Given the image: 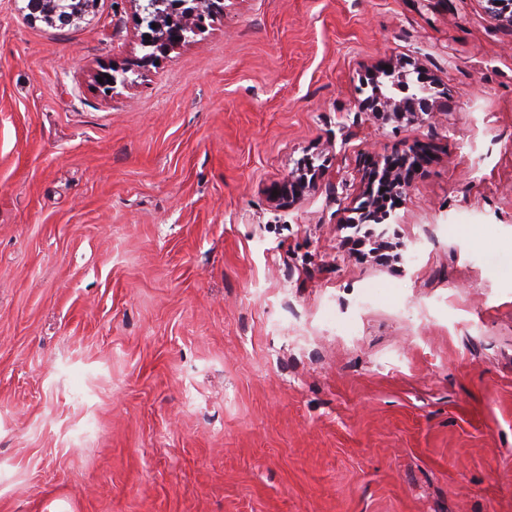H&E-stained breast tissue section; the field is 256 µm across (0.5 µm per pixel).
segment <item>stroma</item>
Listing matches in <instances>:
<instances>
[{
    "label": "stroma",
    "mask_w": 512,
    "mask_h": 512,
    "mask_svg": "<svg viewBox=\"0 0 512 512\" xmlns=\"http://www.w3.org/2000/svg\"><path fill=\"white\" fill-rule=\"evenodd\" d=\"M0 0V512H512V28L489 0ZM131 69L106 91V63ZM412 62L448 109L361 111ZM430 160L396 256L353 227ZM320 167L297 204L270 189ZM23 12L30 21L55 28L77 25L92 13L97 0H24ZM142 2L139 8L143 16L141 24L145 23L148 32L145 33L142 44L151 52L144 57L146 61L157 58L178 48L189 40L190 34H195L205 16L219 12V2L215 0H134ZM171 18V21H168ZM156 25V28L152 27ZM150 37V40H146ZM175 37L180 40L175 41ZM427 161L428 155L423 149L414 151L412 156L386 157L383 159L381 173L379 171L382 161H379L374 167L372 177H375L381 186L391 184L396 194H402L410 186L412 175L422 170ZM415 166H418V169H415Z\"/></svg>",
    "instance_id": "stroma-1"
}]
</instances>
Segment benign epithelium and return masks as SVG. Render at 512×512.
Here are the masks:
<instances>
[{
  "instance_id": "1",
  "label": "benign epithelium",
  "mask_w": 512,
  "mask_h": 512,
  "mask_svg": "<svg viewBox=\"0 0 512 512\" xmlns=\"http://www.w3.org/2000/svg\"><path fill=\"white\" fill-rule=\"evenodd\" d=\"M26 18L30 21H41L48 26L65 28L83 21L92 13L97 0H24ZM142 13L141 22L146 24L147 39L143 47L151 49L145 55L150 61L157 55H166L189 40L196 33L201 21L219 12L217 0H140ZM127 70L109 66L97 73L103 78V86L110 89L117 83L128 84ZM442 93L423 97L415 92L402 101L392 95L378 93L380 107L396 119L405 115H431L441 106ZM428 161L425 150L419 149L413 155L404 157H386L383 166H375L372 176L380 184H389L395 193H403L411 183L412 175L423 169ZM316 186L315 169L308 167L307 171L293 173L288 179L275 188L276 194L272 199L279 204H292L300 200L307 192ZM391 213L387 209L377 210L372 201L361 205V220L368 224H384Z\"/></svg>"
}]
</instances>
